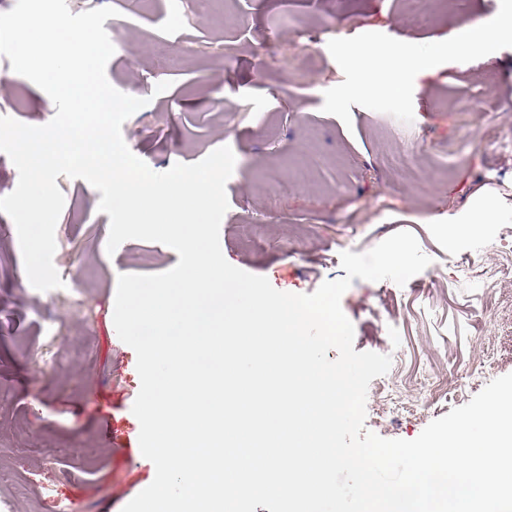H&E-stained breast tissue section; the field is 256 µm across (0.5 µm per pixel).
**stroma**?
I'll return each mask as SVG.
<instances>
[{
	"instance_id": "35a3bbf8",
	"label": "stroma",
	"mask_w": 512,
	"mask_h": 512,
	"mask_svg": "<svg viewBox=\"0 0 512 512\" xmlns=\"http://www.w3.org/2000/svg\"><path fill=\"white\" fill-rule=\"evenodd\" d=\"M72 13L110 6L115 53L106 67L117 90L148 104L122 136L153 171L191 164L230 146L229 209L220 227L226 260L279 291L313 293L345 277L344 251L362 253L406 230L431 264L405 285L353 279L341 307L355 351L390 356L406 380L434 374L448 397L408 391L411 406L374 414L365 428L412 440L491 380L512 373V44L494 53L455 46L460 26H493L505 0H453L409 21L399 0H67ZM371 42L397 69L395 51L428 56L402 72L400 92L361 91L342 42ZM166 52L174 69L154 58ZM49 96L12 73L0 84V116L43 125ZM65 196L53 263L62 288L41 292L27 276L0 287V462L18 478L58 480L66 512H122L155 470L139 447L132 412L140 389L136 354L117 335V278L157 274L179 260L156 242L128 240L107 254L110 217L83 179L58 176ZM504 209L449 243L448 233L482 201ZM90 287L100 308L82 329L63 302Z\"/></svg>"
}]
</instances>
